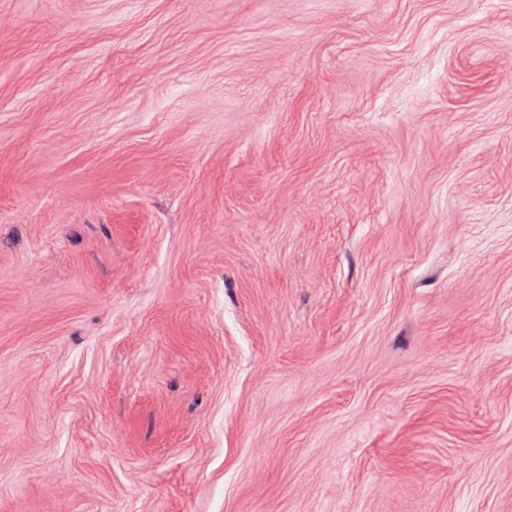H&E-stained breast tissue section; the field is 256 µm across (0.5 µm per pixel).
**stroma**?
Segmentation results:
<instances>
[{
  "instance_id": "obj_1",
  "label": "stroma",
  "mask_w": 512,
  "mask_h": 512,
  "mask_svg": "<svg viewBox=\"0 0 512 512\" xmlns=\"http://www.w3.org/2000/svg\"><path fill=\"white\" fill-rule=\"evenodd\" d=\"M0 512H512V0H0Z\"/></svg>"
}]
</instances>
